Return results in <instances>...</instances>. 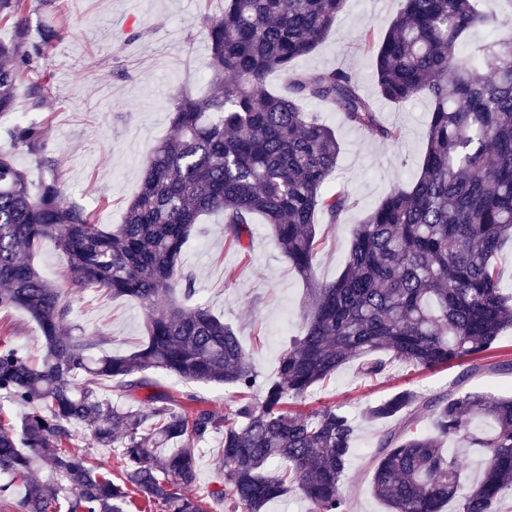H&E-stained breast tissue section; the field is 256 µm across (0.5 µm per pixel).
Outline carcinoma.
Instances as JSON below:
<instances>
[{"label": "carcinoma", "instance_id": "1", "mask_svg": "<svg viewBox=\"0 0 512 512\" xmlns=\"http://www.w3.org/2000/svg\"><path fill=\"white\" fill-rule=\"evenodd\" d=\"M29 0H0V22ZM345 0H224L207 20L210 91L181 96L173 134L149 153L139 192L122 222L107 225L64 197L52 173L37 193L13 153L50 165L44 125L17 123L0 149V312L22 309L39 325L49 358L39 363L0 342V512H265L297 494L312 512H348L342 492L356 426L337 405L311 411L290 402L355 362L366 378L395 361L421 370L469 364L512 330V299L502 294L495 257L512 241V22L475 0H401L384 37L368 44L381 98L432 104L427 148L415 177L396 187L352 233L346 268L315 280V215L334 224L351 205L327 184L340 144L333 128L304 110L315 102L385 143L401 131L382 123L355 77L342 69L299 71L294 62L323 42ZM475 29L489 31L469 40ZM57 37L46 24L30 46L24 28L0 40V119L12 114L17 84L42 47ZM283 74L288 95L262 90ZM224 215V238L245 247L257 214L310 290L300 336L276 375L245 360L232 326L194 303L183 248L201 216ZM50 242L70 288L43 279L33 250ZM95 288L149 309L146 338L127 355L90 354L72 336V289ZM167 307L154 312L155 302ZM235 386L230 414L177 404L159 377ZM111 378L135 407L101 397ZM26 409L19 424L4 403ZM371 421L394 420L376 447L372 495L387 512H499L512 495V396L450 391L425 397L403 388L369 405ZM431 429L418 428L421 419ZM490 424V429L483 428ZM116 448L112 468L72 444L70 427ZM223 438L225 488L189 495L197 445ZM446 441L480 453L481 478L463 482L462 457ZM175 448L164 451L167 445ZM48 468L59 483L37 473Z\"/></svg>", "mask_w": 512, "mask_h": 512}]
</instances>
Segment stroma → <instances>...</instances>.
<instances>
[{
  "label": "stroma",
  "instance_id": "1",
  "mask_svg": "<svg viewBox=\"0 0 512 512\" xmlns=\"http://www.w3.org/2000/svg\"><path fill=\"white\" fill-rule=\"evenodd\" d=\"M223 5L224 0H55L47 8L43 0H29L18 20L0 23V40L23 27L35 42L43 25L54 22L56 51L40 55L25 73L12 121L48 125V155L66 198L84 205L100 223H120L140 188L145 157L172 134L175 99L185 92H207L205 26ZM400 7V0H346L325 40L295 62L302 71L351 72L383 121L402 131L397 142L387 144L343 124L327 108L308 104V111L331 126L340 143L329 186L344 190L352 201L337 223L317 220L315 277L324 283L345 268L355 225L415 173L426 149L429 103L395 105L381 99L373 80V57L363 49L365 37H383ZM34 84L43 95L38 111L31 110L28 96ZM182 265L193 277L196 301L234 327L248 363L260 375L274 376L280 357L300 331L308 291L269 225L256 219L249 245L242 250L225 241L222 216L208 215L187 242ZM70 321L77 335L99 342L105 353L123 355L143 340L146 311L136 300L84 289L73 294ZM0 339L23 347L37 361L46 354L38 324L22 310L0 314ZM460 372L457 366L435 371L397 366L384 379L365 381L355 364L348 363L302 400L303 409L335 404L358 420L343 485L349 512H386L370 490L375 444L385 424L362 420L363 410L404 387L424 394L446 391ZM162 383L173 392L193 394L199 406L220 414L232 412L239 403L231 385L177 383L167 377ZM222 453L219 436L199 443L192 493L204 496L223 489Z\"/></svg>",
  "mask_w": 512,
  "mask_h": 512
}]
</instances>
